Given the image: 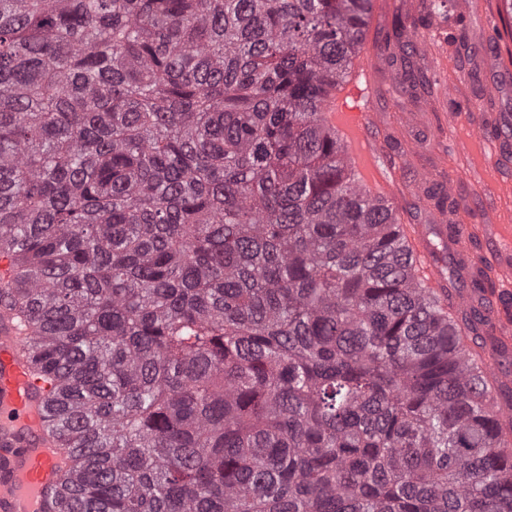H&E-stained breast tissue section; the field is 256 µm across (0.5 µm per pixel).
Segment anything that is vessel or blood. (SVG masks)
Returning a JSON list of instances; mask_svg holds the SVG:
<instances>
[{"instance_id": "vessel-or-blood-1", "label": "vessel or blood", "mask_w": 512, "mask_h": 512, "mask_svg": "<svg viewBox=\"0 0 512 512\" xmlns=\"http://www.w3.org/2000/svg\"><path fill=\"white\" fill-rule=\"evenodd\" d=\"M485 28L497 42L512 40V22L502 14L485 17ZM374 59H359L352 78L325 101L321 118L344 150L345 160L356 175L360 189L372 198L395 196L393 179L379 164L377 147L383 116L372 112L363 99L369 87ZM512 163V145L490 143L483 165L468 168L467 177L483 181L484 193L496 197L512 191L500 170ZM490 206L479 208V221L464 230L444 224H411L405 229L413 266L419 280L434 291H452L455 309L479 310L481 333L502 343L512 342V227L494 223ZM439 234L448 245V257L458 280L491 277L497 290L482 299L458 290V280L447 279L442 264L433 256L430 234ZM24 333L12 317L0 312V512H45L48 489L59 488L71 461L49 430L47 402L51 386L36 376L27 356Z\"/></svg>"}]
</instances>
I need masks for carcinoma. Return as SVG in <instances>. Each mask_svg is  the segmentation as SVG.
<instances>
[{"mask_svg": "<svg viewBox=\"0 0 512 512\" xmlns=\"http://www.w3.org/2000/svg\"><path fill=\"white\" fill-rule=\"evenodd\" d=\"M370 2L0 0V310L72 451L51 512H512V389L316 112Z\"/></svg>", "mask_w": 512, "mask_h": 512, "instance_id": "cac0c4a2", "label": "carcinoma"}]
</instances>
